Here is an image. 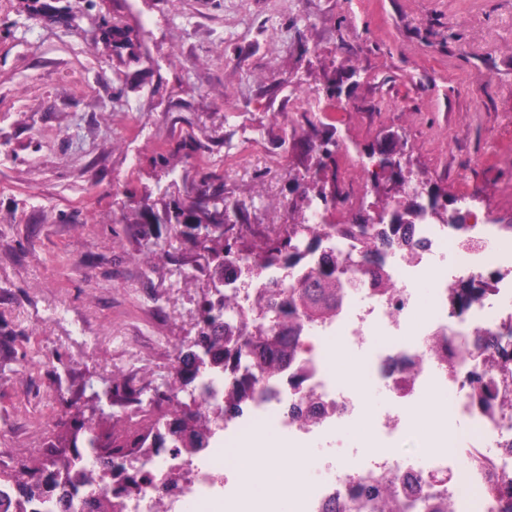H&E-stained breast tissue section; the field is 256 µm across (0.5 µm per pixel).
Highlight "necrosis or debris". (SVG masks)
I'll return each mask as SVG.
<instances>
[{"label":"necrosis or debris","mask_w":512,"mask_h":512,"mask_svg":"<svg viewBox=\"0 0 512 512\" xmlns=\"http://www.w3.org/2000/svg\"><path fill=\"white\" fill-rule=\"evenodd\" d=\"M410 238L412 259L387 258V293L346 272L336 316L304 328L292 363L305 376L299 389L284 380L260 385L225 420L203 461L176 460L169 447L136 461L140 492L124 512H191L199 503L210 512H257L224 447L269 426L286 436L284 463L316 471L297 497L299 512H371L368 491L381 486L404 512H512V495L503 491L512 483V407L482 410L470 400L477 371L484 385L512 393L499 369L504 351H512V339L501 336L512 325V252L478 222L458 236L423 220ZM424 280L436 285L426 313L415 292ZM473 286L480 299L465 304ZM336 339L368 383L390 396L385 409L366 415L361 395L331 369ZM431 400L440 403L431 424L450 436V446L403 460L394 445L411 430L416 408ZM344 424L366 429V440L337 447L331 434ZM312 443L320 446L314 459L307 455Z\"/></svg>","instance_id":"obj_1"}]
</instances>
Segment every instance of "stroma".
I'll return each mask as SVG.
<instances>
[{
  "label": "stroma",
  "mask_w": 512,
  "mask_h": 512,
  "mask_svg": "<svg viewBox=\"0 0 512 512\" xmlns=\"http://www.w3.org/2000/svg\"><path fill=\"white\" fill-rule=\"evenodd\" d=\"M385 149L512 224V0H0V471L93 392L123 420L171 383L213 269L198 202L240 248L315 206L348 224L317 194L395 186Z\"/></svg>",
  "instance_id": "1"
}]
</instances>
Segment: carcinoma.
<instances>
[{"mask_svg": "<svg viewBox=\"0 0 512 512\" xmlns=\"http://www.w3.org/2000/svg\"><path fill=\"white\" fill-rule=\"evenodd\" d=\"M204 215L205 236L216 232L224 235L221 229L214 228L216 224H224V211L215 206L204 210ZM323 236L351 240L352 248L361 260L360 270L366 273L372 267H384L386 253L406 251L410 246V237L399 224H386L376 232L366 224H311L302 220L286 225L284 235L249 249L245 260L254 262L265 272L283 258L292 261L297 267L298 284L294 288L268 289L246 308L238 307L228 293L214 301L204 300L199 337L211 348V368L222 369L231 376L224 389V415L239 410L240 404L253 396L257 382L276 381L282 377L284 369L295 358L299 332L304 325L327 321L339 310L343 286L335 274L325 272L320 265L307 266L306 261L292 252L293 246L304 240L316 241ZM254 308L280 312V330L251 329ZM231 309L235 310L233 322L220 321V317ZM196 379V375L181 369L169 390L157 392L155 396L168 404L169 418L178 420V424L192 435L209 440L215 433L211 414L199 407L193 410L179 399V393L194 385ZM473 401L476 406L487 409L508 405L496 390L481 383L474 389ZM103 420H112V414L102 409L89 413L79 410L72 417L71 428L78 432V439L66 436L61 445L74 449L75 455L80 457V474L76 479L42 486L34 480L39 466L24 464L13 476L12 483L0 484L3 512H26V506L42 503L59 492L70 498L91 485L90 457L97 448L95 431Z\"/></svg>", "mask_w": 512, "mask_h": 512, "instance_id": "carcinoma-1", "label": "carcinoma"}]
</instances>
